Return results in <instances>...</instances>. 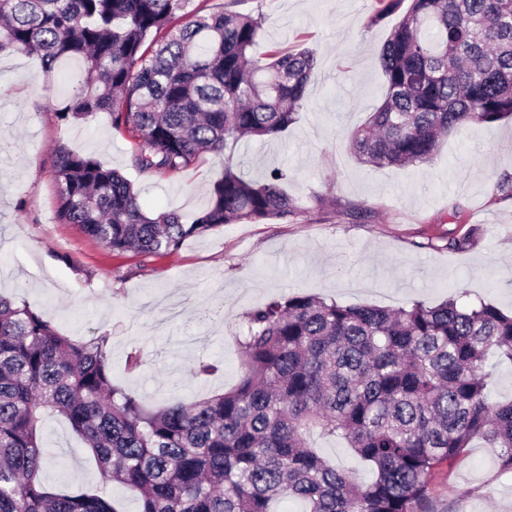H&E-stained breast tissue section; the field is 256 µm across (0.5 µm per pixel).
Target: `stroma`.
Listing matches in <instances>:
<instances>
[{"label":"stroma","mask_w":512,"mask_h":512,"mask_svg":"<svg viewBox=\"0 0 512 512\" xmlns=\"http://www.w3.org/2000/svg\"><path fill=\"white\" fill-rule=\"evenodd\" d=\"M265 21L253 50L303 45L316 76L296 122L274 141L239 143L243 172L288 168L297 213L226 224L163 256L115 253L58 219V146L120 169L149 212L190 216L208 202L224 166L206 155L176 175L130 164L133 140L109 113L60 122L68 90L36 57L0 54V293L38 308L61 333L107 335L114 383L153 406L192 403L235 386L245 315L268 300L313 294L345 304H437L463 288L469 302L512 309V125L464 126L426 163L377 168L350 151L356 128L382 99L380 50L399 23L374 22L379 0H249ZM476 235L467 251L450 237ZM140 352L143 364L127 359ZM215 372L197 375L200 363ZM43 444L55 487L93 488L94 458L63 418H46ZM432 512H512V472L474 444L428 481Z\"/></svg>","instance_id":"35a3bbf8"}]
</instances>
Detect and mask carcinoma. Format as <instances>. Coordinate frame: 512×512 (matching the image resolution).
<instances>
[{
	"label": "carcinoma",
	"instance_id": "obj_1",
	"mask_svg": "<svg viewBox=\"0 0 512 512\" xmlns=\"http://www.w3.org/2000/svg\"><path fill=\"white\" fill-rule=\"evenodd\" d=\"M191 2L0 0V52L35 55L47 75L81 63L58 118L109 113L141 173L224 158L209 206L186 220L146 214L120 170L59 147L60 221L114 253L156 256L223 224L296 214L288 170L246 179L233 149L295 122L317 58L295 48L261 61L262 13L238 10L246 0L209 13ZM379 3L371 22L401 20L379 55L382 101L353 134L359 162L425 163L462 126L512 121V0ZM245 325L234 389L149 408L112 382L107 336L64 335L0 293V512H120L100 488L44 483L51 416L90 449L101 485L139 494V512H277L285 498L304 512H429V477L475 441L512 472V396L491 390L492 368L512 365V312L458 297L393 309L292 295ZM312 431L345 442L371 480L321 456Z\"/></svg>",
	"mask_w": 512,
	"mask_h": 512
}]
</instances>
